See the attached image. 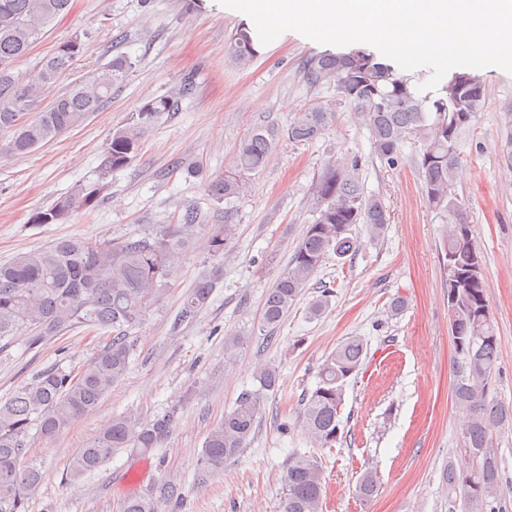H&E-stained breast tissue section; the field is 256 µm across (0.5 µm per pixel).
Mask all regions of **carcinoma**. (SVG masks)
I'll list each match as a JSON object with an SVG mask.
<instances>
[{"label":"carcinoma","mask_w":512,"mask_h":512,"mask_svg":"<svg viewBox=\"0 0 512 512\" xmlns=\"http://www.w3.org/2000/svg\"><path fill=\"white\" fill-rule=\"evenodd\" d=\"M71 4L72 0H0V133L9 134L0 145V154L28 153L78 127L100 111L112 99V90L133 72L131 58L117 56L91 76L71 84L51 107H39L41 89L63 77L83 52V42L76 36L61 44L33 74L16 72V65L49 24L70 11ZM228 54L235 66H251L258 56L253 32L236 29ZM303 69L310 86L332 88L337 97L353 102L362 112L376 156L382 161L389 165L398 162L400 147L409 136L422 143L415 159L422 193L428 206L449 224L443 252L449 325L459 357L453 395L467 415L460 448L467 465L448 463V490L462 491L467 504L478 512H507L494 434L512 425V407L488 399L489 381L499 369L498 341L481 256L454 189L455 174L463 161L462 139L484 105L486 88L468 69L457 67L443 78L436 94L419 96L408 79L362 49L311 58ZM194 88V76L187 74L176 93L145 101L124 125L113 130L101 156L98 180L79 184L48 209L34 212L31 223L63 224L75 214L95 208L110 189L108 176L131 163L159 116L173 111L178 99L191 95ZM330 117L322 107L301 111L288 127V140H315ZM505 124L509 131L501 141L500 157L512 169V113L506 114ZM278 136L273 127L254 131L239 147L234 165L209 182L212 198L229 203L244 194L247 175L265 165ZM313 197V222L307 225L288 268L265 296L261 317L265 329L280 325L329 254L341 259L357 249V240L350 236L352 225H365L369 236L378 239L389 224L381 200L365 195L356 160L327 165L314 184ZM232 219L231 211L226 210L224 223L211 225L209 246L215 256H229V241L235 231ZM206 222L201 211L188 208L175 224H155L139 234L112 240L63 239L0 263V346L21 341L33 349L83 326L94 328L103 337L95 356L83 368L55 364L0 401V512H27L29 499L45 483V473L25 462L30 431L37 430L44 439L59 437L93 412L112 386L125 378L136 351L132 331L147 309L160 300L194 231ZM220 274L218 266L195 282L182 302L178 321L191 322L198 316ZM366 354L367 345L359 337L338 344L319 367L316 388L305 395L303 427L322 447L336 442L345 386L360 370ZM256 378L259 388L243 392L208 433L201 452L199 483L224 471V465L236 460L250 444L264 394L275 390L279 371L265 366ZM174 424L172 412L153 418L134 413L112 417L79 450L69 468V484L78 486L119 449L147 453L162 447ZM283 481L281 512H321L323 472L314 458L297 453L290 456ZM357 492L364 500L377 494L373 472L361 475ZM180 498V486L163 481L145 494L125 498L119 512H162L163 506Z\"/></svg>","instance_id":"obj_1"}]
</instances>
